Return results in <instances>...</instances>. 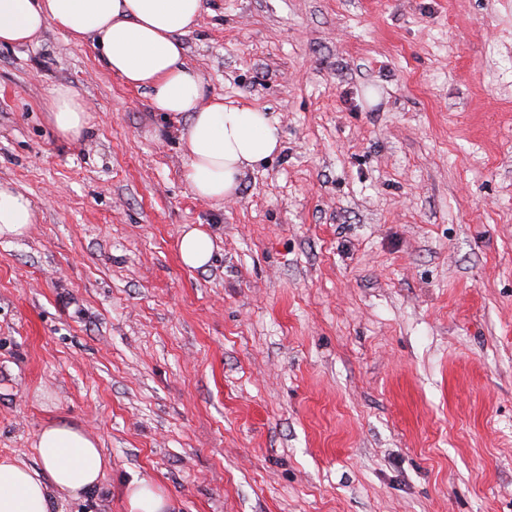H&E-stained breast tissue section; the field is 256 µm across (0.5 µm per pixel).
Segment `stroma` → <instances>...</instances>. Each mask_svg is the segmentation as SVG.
<instances>
[{
  "instance_id": "1",
  "label": "stroma",
  "mask_w": 512,
  "mask_h": 512,
  "mask_svg": "<svg viewBox=\"0 0 512 512\" xmlns=\"http://www.w3.org/2000/svg\"><path fill=\"white\" fill-rule=\"evenodd\" d=\"M182 41L278 124L221 206L187 116L89 43L0 46V183L40 215L0 239V459L52 419L98 437L102 484L50 512L136 478L174 512H512V0H204ZM50 99L49 117L55 135L62 140L78 139L88 126L89 118L80 91L74 87L54 88ZM215 249L213 238L197 227L184 228L178 241V254L182 265L191 270L202 269L212 259Z\"/></svg>"
}]
</instances>
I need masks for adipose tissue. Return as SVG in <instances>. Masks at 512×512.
<instances>
[{
  "instance_id": "ef3b65f1",
  "label": "adipose tissue",
  "mask_w": 512,
  "mask_h": 512,
  "mask_svg": "<svg viewBox=\"0 0 512 512\" xmlns=\"http://www.w3.org/2000/svg\"><path fill=\"white\" fill-rule=\"evenodd\" d=\"M203 0H0V45L31 42L56 27L98 49L105 67L128 86L148 89L154 111L188 114L181 134L186 180L199 198L216 204L234 198L247 169L282 149L279 130L265 112L225 102L186 61L182 37L196 25ZM50 122L62 140L78 139L89 115L73 87L50 92ZM37 212L23 194L0 186V238L29 234ZM215 243L204 230L184 228L182 265L207 266ZM40 467L0 462V512H49L51 497L78 498L98 487L109 459L98 439L64 420L45 424L34 445ZM126 512H170L171 500L152 482L128 483Z\"/></svg>"
}]
</instances>
